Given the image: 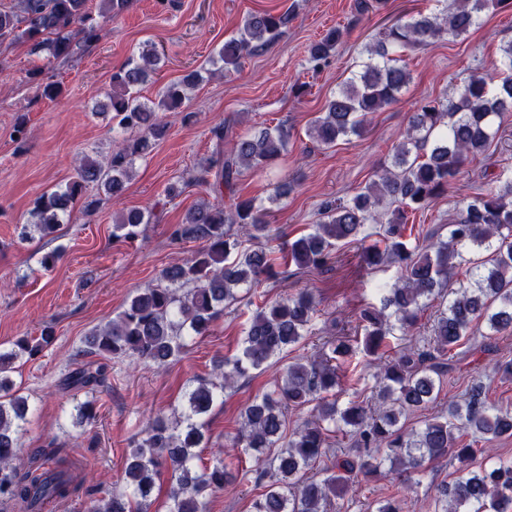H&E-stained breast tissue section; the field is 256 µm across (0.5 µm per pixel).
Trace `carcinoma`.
Returning a JSON list of instances; mask_svg holds the SVG:
<instances>
[{"label": "carcinoma", "mask_w": 512, "mask_h": 512, "mask_svg": "<svg viewBox=\"0 0 512 512\" xmlns=\"http://www.w3.org/2000/svg\"><path fill=\"white\" fill-rule=\"evenodd\" d=\"M512 0H462L446 13L418 14L385 28L367 48L368 61L327 102L323 115L310 128L320 147L329 148L341 136L360 135L369 114L397 100L410 82V72L396 53L415 50L444 38H460L480 24L482 13L504 8ZM131 0H104L100 16L114 19ZM290 14L268 11L249 14L237 34L224 40L217 60L229 73L245 54H256L274 44L288 26ZM103 25L96 22L87 0H16L0 10V44L22 42L30 53L64 60L98 41ZM344 30L328 29L309 47L308 63L316 70L336 52ZM158 57L144 50L112 73L110 90L101 102L112 124L137 130L134 138L113 144L103 159L84 156L73 181L39 196L29 211L30 224L42 238L55 233L74 205L85 214L97 210L100 200L86 195L94 185L114 199L122 196L136 159L149 155L168 128L167 113L180 111L188 123L195 113L181 110L185 91L202 80L198 71L171 84L158 101H139L137 88L145 83ZM499 79L472 77L452 98L420 102L404 139L394 148L390 166L363 191L346 202L322 203V220L313 232L286 241L281 265L321 268L336 243L355 240L367 224L378 225L379 239L362 248L360 262L368 267L396 266L397 281L383 289L381 307H367L359 315L364 349L379 357L389 347L388 337L399 330L408 335L421 313L439 302L431 336L422 346H406L389 356L379 369V408L351 401L341 408L334 401L341 383L338 370L351 364L355 350L350 340L330 342L329 351L290 364L274 389L241 410L233 449L254 458V482L265 491L254 512H328L332 497H341L354 476L377 473L385 452L391 465L408 477L427 462L447 457L457 461L460 476L437 487L444 512H512V459H498L491 467L474 469L476 450L459 442V433L479 435L485 443L512 436V411L489 404L476 386L463 402H451L448 415L424 421L419 430L405 431L400 420L426 410L440 393L443 377L456 369L451 352L464 338L481 333L483 352L494 350L497 336L512 332V176L495 187L460 202L448 214V238L431 233L407 239L409 214L423 210L448 192L465 162L483 154L498 133L496 120L512 112V42L496 64ZM283 125L254 134H239L229 123L211 129L214 149L200 166L195 181L229 204L201 203L177 225V239L201 243L188 259L163 268L157 285L137 292L126 307L104 327L86 337L82 354L101 357L96 362H74L62 379L69 391H82L69 416L80 429L97 420L94 394L105 387L109 360L163 366L177 358L189 342L209 335L224 307L239 301L238 289L254 287L275 274L276 263L259 246L240 249V238H259L266 228L268 209L252 199L236 196V181L244 169H262L287 148ZM151 215L131 209L114 218L113 235L133 242ZM484 252L467 259L468 252ZM469 265V283L451 287L455 270ZM316 302L306 289L279 301L257 306L243 328L241 351L214 366L210 378L188 381L174 419L159 417L145 438L129 451L122 487L91 506L90 512H152L157 480L168 472L167 512H208V497L224 488L234 475L223 452L204 462L198 448L205 440L207 418L224 390L252 370H261L276 355L313 335ZM54 341L51 326L37 337L23 336L0 350V504L22 503L29 512H43L67 499L86 483L88 472L53 450L42 461L24 460L21 439L31 406L15 390L11 374L16 362L41 356ZM313 405L312 418L285 439L291 407ZM350 436L352 447L336 455L322 476L308 474L325 455L329 433Z\"/></svg>", "instance_id": "1"}]
</instances>
